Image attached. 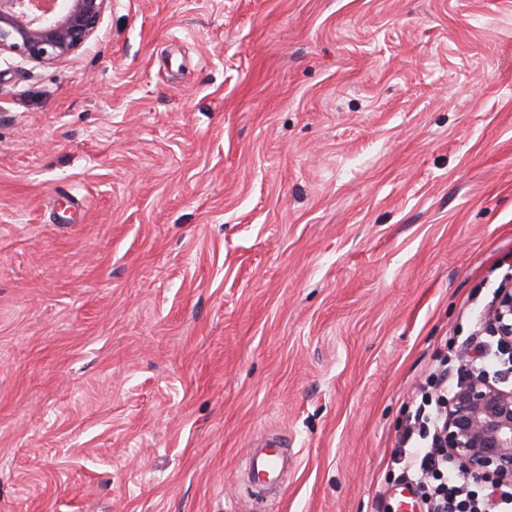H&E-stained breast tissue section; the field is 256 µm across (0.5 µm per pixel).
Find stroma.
<instances>
[{
    "mask_svg": "<svg viewBox=\"0 0 512 512\" xmlns=\"http://www.w3.org/2000/svg\"><path fill=\"white\" fill-rule=\"evenodd\" d=\"M512 0H112L0 54V512H397L512 282ZM259 452L250 455L251 470L259 485H272L279 481L283 469V446L275 441L261 446Z\"/></svg>",
    "mask_w": 512,
    "mask_h": 512,
    "instance_id": "obj_1",
    "label": "stroma"
}]
</instances>
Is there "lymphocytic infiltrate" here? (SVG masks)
<instances>
[{
  "instance_id": "1",
  "label": "lymphocytic infiltrate",
  "mask_w": 512,
  "mask_h": 512,
  "mask_svg": "<svg viewBox=\"0 0 512 512\" xmlns=\"http://www.w3.org/2000/svg\"><path fill=\"white\" fill-rule=\"evenodd\" d=\"M409 415L394 459L422 489V512H512V485H467L449 457L442 432L448 410V359L431 368Z\"/></svg>"
}]
</instances>
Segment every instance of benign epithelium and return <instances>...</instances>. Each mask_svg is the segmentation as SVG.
<instances>
[{
	"mask_svg": "<svg viewBox=\"0 0 512 512\" xmlns=\"http://www.w3.org/2000/svg\"><path fill=\"white\" fill-rule=\"evenodd\" d=\"M0 0V53L52 63L91 39L112 0H47L56 5L45 19L32 17L26 2ZM487 326L500 346L512 347V286L500 290ZM444 438L448 454L475 481L512 483V387L463 362L448 398Z\"/></svg>",
	"mask_w": 512,
	"mask_h": 512,
	"instance_id": "1",
	"label": "benign epithelium"
}]
</instances>
